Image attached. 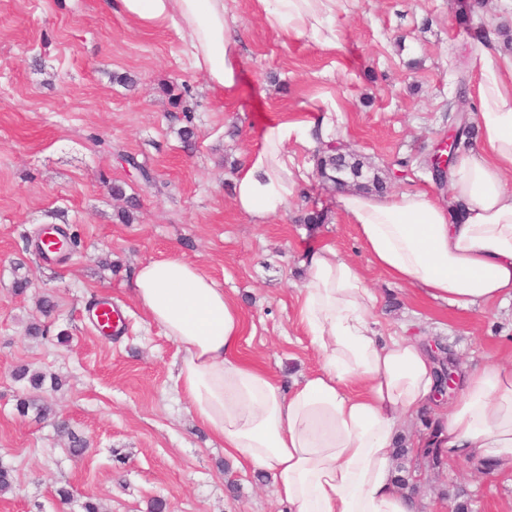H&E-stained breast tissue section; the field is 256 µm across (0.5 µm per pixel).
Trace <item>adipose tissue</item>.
Here are the masks:
<instances>
[{"label": "adipose tissue", "instance_id": "adipose-tissue-1", "mask_svg": "<svg viewBox=\"0 0 512 512\" xmlns=\"http://www.w3.org/2000/svg\"><path fill=\"white\" fill-rule=\"evenodd\" d=\"M346 2L256 0L271 28L332 49ZM102 8L146 29L177 23L192 67L225 96L237 93L239 24L224 0H102ZM479 71V153L460 159L450 183L461 219L420 190L338 198L394 283L460 308L512 301V54L491 41ZM333 127L328 117L268 121L234 180L236 210L256 224L279 213L300 191L289 143L312 147ZM302 265L300 317L323 363L288 388L241 358L242 312L199 266L177 257L142 263L132 289L149 322L177 345L175 389L193 418L227 453L269 474L288 512H416V499L395 484L394 455L405 422L436 398L430 346L378 335L375 293L332 246L310 251ZM435 443L447 458L512 469V364L461 375Z\"/></svg>", "mask_w": 512, "mask_h": 512}]
</instances>
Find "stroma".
Segmentation results:
<instances>
[{
    "instance_id": "35a3bbf8",
    "label": "stroma",
    "mask_w": 512,
    "mask_h": 512,
    "mask_svg": "<svg viewBox=\"0 0 512 512\" xmlns=\"http://www.w3.org/2000/svg\"><path fill=\"white\" fill-rule=\"evenodd\" d=\"M225 4L244 51L230 100L191 69L173 23L143 29L102 14L99 0H0V466L14 477L0 512H83L90 498L105 512H149L157 500L164 512H288L272 480L226 454L176 393V345L132 293L143 262L177 256L209 273L242 311L244 357L288 385L321 366L297 296L301 255L325 244L376 292L383 335L427 340L463 369L512 360V303L451 307L374 265L319 174L326 142L290 146L306 180L267 223L233 204L236 173L267 121H316L327 109L337 140L384 176L387 194L421 189L446 200L420 161L447 135L460 85L476 83L474 33L511 16L512 0H350L335 49L284 37L253 0ZM176 97L196 131L191 151ZM396 160L407 164L397 180L387 175ZM129 196L139 206L125 223ZM314 211L323 222L304 223ZM47 226L68 240L63 262L36 247ZM21 278L30 282L22 293ZM44 296L56 304L52 315L38 309ZM104 297L126 322L110 339L85 316ZM32 321L43 339L27 336ZM62 333L68 343H58ZM23 364L58 375L61 388L30 390L14 378ZM32 396L88 441L84 455L71 454L51 421L19 413V399ZM406 465L420 477L421 512H448L452 494L469 512H512V471L413 456ZM62 487L71 493L65 505Z\"/></svg>"
}]
</instances>
